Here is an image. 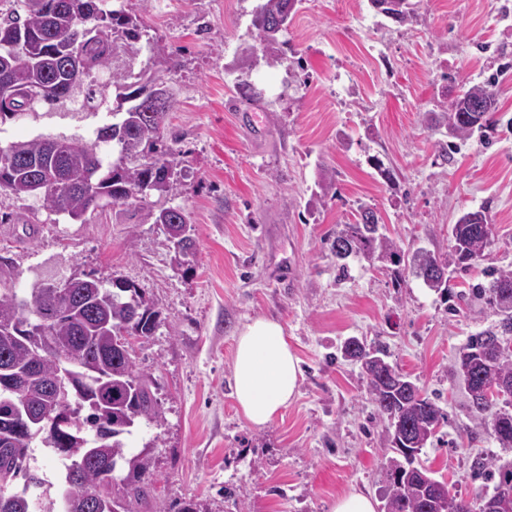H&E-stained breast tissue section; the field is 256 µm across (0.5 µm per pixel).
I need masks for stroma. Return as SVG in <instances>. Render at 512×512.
<instances>
[{"label":"stroma","instance_id":"obj_1","mask_svg":"<svg viewBox=\"0 0 512 512\" xmlns=\"http://www.w3.org/2000/svg\"><path fill=\"white\" fill-rule=\"evenodd\" d=\"M258 0H130L145 23L136 69L156 72L173 94L167 136L181 151L178 191L107 206L73 220L37 197L0 192V288L29 297L45 282L119 276L160 313L136 348L139 371L157 382L161 424L139 422L126 439L148 452L150 501L180 512H330L361 490L381 498L390 452L358 363L341 354L351 337L383 347L388 360L436 399L446 420L420 455L453 495L476 500L491 482L473 470L505 451L473 416L451 365L469 336L496 322L466 300L487 267L512 269V0H419L400 24L370 0H302L281 39V61L241 65L253 43ZM166 43L178 66L155 64L148 45ZM494 83L497 124L443 158L436 113L462 85ZM263 93L242 100L244 84ZM114 96L93 109L39 106L0 121V145L42 136L92 143L114 123ZM395 171L379 177L370 159ZM337 195L315 213L307 202L322 170ZM376 208L403 249L449 250L465 211L493 224L484 260L448 274L458 296L399 269L350 259L339 273L330 250L358 204ZM183 209L196 245L180 264L159 206ZM280 321L301 360L298 394L272 423L255 427L233 397L239 329ZM27 464L43 478L32 498L57 496V455L34 440Z\"/></svg>","mask_w":512,"mask_h":512}]
</instances>
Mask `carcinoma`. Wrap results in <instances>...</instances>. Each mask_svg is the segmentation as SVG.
Listing matches in <instances>:
<instances>
[{"instance_id": "obj_1", "label": "carcinoma", "mask_w": 512, "mask_h": 512, "mask_svg": "<svg viewBox=\"0 0 512 512\" xmlns=\"http://www.w3.org/2000/svg\"><path fill=\"white\" fill-rule=\"evenodd\" d=\"M101 0H23L24 12L0 8V119L35 111V105H60L76 91L84 93L85 105L95 108L106 98L107 86L87 82L94 73L112 66L120 121L101 131L115 143L116 154L104 163L97 143L72 137H45L16 141L0 147V192L17 197L35 196L55 214L82 219L102 203L129 205L150 194L168 196L178 189L175 172L179 151L165 141L173 102L162 88L149 89L155 80L142 70L135 74L133 62L139 55L143 21L121 5L105 11ZM299 0H262L253 14L255 43L243 48L251 61L258 47L277 43L274 20L294 11ZM155 97L160 109L147 111L146 102ZM496 96L488 85L461 86L460 94L442 105V124L452 142L469 140L496 125ZM335 173L325 169L318 190L308 205L323 206L335 188ZM463 215L451 228L452 245L445 253L418 248L404 250L382 232L381 217L370 207L359 206L357 220L336 229L330 248L345 271V261L360 257L367 261L401 263L412 274L438 275L428 287L448 297V269L465 270L485 256L491 244L490 219L482 210ZM146 218L155 224L187 226V215L179 208L160 207ZM468 296L493 308L498 321L494 328L468 338L466 353L455 360L457 378L469 382L478 393L471 403L474 416L493 426L505 422L512 432V411L499 407L494 395L512 398V346H504L484 364L486 336L495 331L512 342V270L499 269L469 288ZM48 321L63 357H46L26 388V401L14 399L46 416L56 412L49 389L60 371L69 368L71 424L59 433L46 434L44 442L70 461L59 497L40 502L39 512H100L92 492L120 472L123 489L117 492L115 512H140L152 473L144 452H128L125 436L142 419L158 422L162 411L156 398L149 397L152 377L137 370L132 342L154 335L161 324L159 311L148 304L138 288L121 277L105 288L99 280L76 279L64 298H53L37 288L28 299H18L11 290H0V378L15 369L29 368L35 340L28 326L39 319ZM344 358L361 362L367 391L381 420L386 422L385 441L393 453L388 458L382 499L384 512H473L470 502L450 493L448 483L416 465L417 457L445 420L442 408L401 377L397 387L386 382L395 372L382 349L370 353L350 338L343 344ZM26 415L7 419L0 415V512H33L27 491L13 490L20 478L24 487H39L42 479L29 473L28 449L37 429L21 430ZM494 482L484 494L479 512L496 496L512 497V462L492 467L481 461Z\"/></svg>"}]
</instances>
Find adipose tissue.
Listing matches in <instances>:
<instances>
[{"instance_id":"1","label":"adipose tissue","mask_w":512,"mask_h":512,"mask_svg":"<svg viewBox=\"0 0 512 512\" xmlns=\"http://www.w3.org/2000/svg\"><path fill=\"white\" fill-rule=\"evenodd\" d=\"M299 360L284 327L256 318L238 334L233 356V395L251 425L272 423L294 397Z\"/></svg>"}]
</instances>
